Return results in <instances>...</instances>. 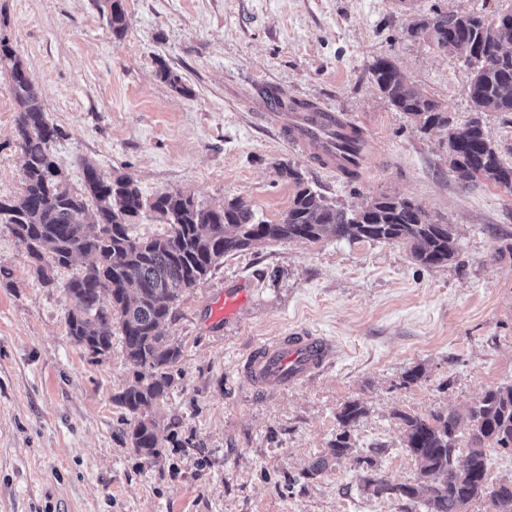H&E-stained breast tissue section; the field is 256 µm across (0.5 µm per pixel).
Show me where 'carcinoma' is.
I'll use <instances>...</instances> for the list:
<instances>
[{
  "instance_id": "cac0c4a2",
  "label": "carcinoma",
  "mask_w": 512,
  "mask_h": 512,
  "mask_svg": "<svg viewBox=\"0 0 512 512\" xmlns=\"http://www.w3.org/2000/svg\"><path fill=\"white\" fill-rule=\"evenodd\" d=\"M115 38L126 32L123 0H94ZM408 31L423 34L440 50L458 51L474 66L470 96L474 111L512 113V13L495 25L484 14H443L419 19ZM10 76L8 90L19 106L17 135L23 153V187L14 199H0V223L25 244L36 260V273L50 281L48 271L83 260V269L67 285L71 302L68 334L93 355L112 347V315L119 319L127 357L141 371L118 396V403L134 417L129 431L132 448L150 461L164 455L158 424L149 411L163 400L174 382L181 347L164 336L161 326L174 318L181 293L196 286L229 254L265 241L317 242L334 236L352 242L400 244L426 268L447 264L458 250L448 224H436L423 207L379 195L358 209L329 203L304 184L290 167L283 173L297 186L283 219L275 224L256 220L241 198L207 208L191 195L160 192L143 198L134 179L121 172L102 173L83 161V187L70 188L50 146L59 129L49 123L42 94L9 39L0 36V70ZM372 81L399 112L420 129H448L447 111L423 89L410 83L396 64L385 57L370 66ZM448 156L459 171L458 182L469 187L471 173L512 193V164L503 162L479 119L459 132L450 130ZM148 208L170 226L160 236L139 239L130 224ZM366 414L358 402L345 404L336 414L341 432L331 444L340 461L353 453L350 429ZM404 428L403 445L414 457L420 483H394L375 468L385 447L374 446L357 457L364 469V486L376 496L412 503L427 493L426 512H467L488 499L497 512L512 506V478L495 487L487 482V448L512 451V384L485 391L468 408L467 452L459 458L460 415L454 411L430 416L397 412Z\"/></svg>"
}]
</instances>
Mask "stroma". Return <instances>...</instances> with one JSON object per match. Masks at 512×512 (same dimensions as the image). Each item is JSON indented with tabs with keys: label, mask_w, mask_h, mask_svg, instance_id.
Listing matches in <instances>:
<instances>
[{
	"label": "stroma",
	"mask_w": 512,
	"mask_h": 512,
	"mask_svg": "<svg viewBox=\"0 0 512 512\" xmlns=\"http://www.w3.org/2000/svg\"><path fill=\"white\" fill-rule=\"evenodd\" d=\"M115 38L93 0H0V34L26 63L59 137L51 153L73 190L83 162L134 178L144 199L181 192L205 206L241 197L279 222L295 194L281 165L330 202L379 195L420 204L452 225L459 253L426 268L398 244L263 243L225 257L184 291L165 335L182 346L168 397L153 409L165 454L145 460L117 402L137 367L113 337L94 356L67 333L65 287L81 261L44 283L25 245L0 224V512H424L364 488L354 459L336 460V414L359 402L356 456L396 483L418 478L397 412H465L512 382V194L448 173L445 131H422L371 82L392 59L447 110L473 117V70L409 26L423 16L512 13V0H125ZM177 74L178 92L160 76ZM0 71V197L23 180L18 106ZM316 102L363 132L357 180L322 169L257 107L267 91ZM250 295L229 323L210 306L237 281ZM293 328L332 339L339 356L277 394L249 386L253 343ZM421 368L417 381L407 371ZM325 470L307 472L319 459Z\"/></svg>",
	"instance_id": "obj_1"
}]
</instances>
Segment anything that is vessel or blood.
<instances>
[{"mask_svg":"<svg viewBox=\"0 0 512 512\" xmlns=\"http://www.w3.org/2000/svg\"><path fill=\"white\" fill-rule=\"evenodd\" d=\"M349 130V124L336 113L312 103L304 111L293 113L280 135L293 145L313 149L320 166L337 172L348 165L349 159L339 150L336 137ZM248 291L243 283L226 291L223 301L214 306L215 318H233ZM335 356L334 345L326 338L304 329L292 330L258 342L244 358L241 369L249 386L274 394L323 372Z\"/></svg>","mask_w":512,"mask_h":512,"instance_id":"vessel-or-blood-1","label":"vessel or blood"}]
</instances>
